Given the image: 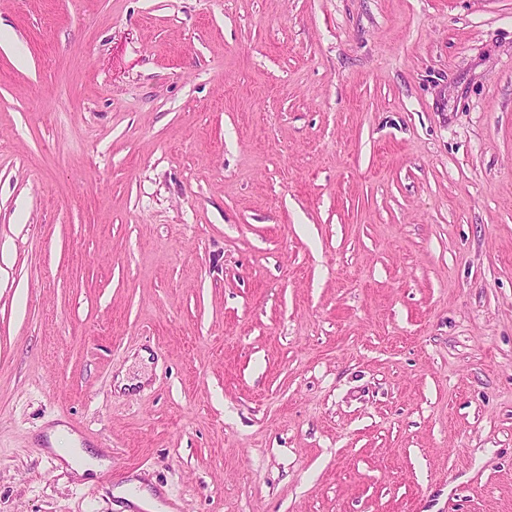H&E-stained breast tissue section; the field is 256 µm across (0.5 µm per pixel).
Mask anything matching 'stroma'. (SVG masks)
<instances>
[{
    "label": "stroma",
    "mask_w": 512,
    "mask_h": 512,
    "mask_svg": "<svg viewBox=\"0 0 512 512\" xmlns=\"http://www.w3.org/2000/svg\"><path fill=\"white\" fill-rule=\"evenodd\" d=\"M135 474L512 512V0H0V512ZM49 440L53 446L52 451L58 453L61 458L69 465L68 469L75 472L78 476L90 477L92 473L98 474L104 470L108 461L104 458H97L84 451L82 448H71V453H65L57 448L63 440L71 443H77L76 434L70 433L66 426L59 425L49 433Z\"/></svg>",
    "instance_id": "1"
}]
</instances>
